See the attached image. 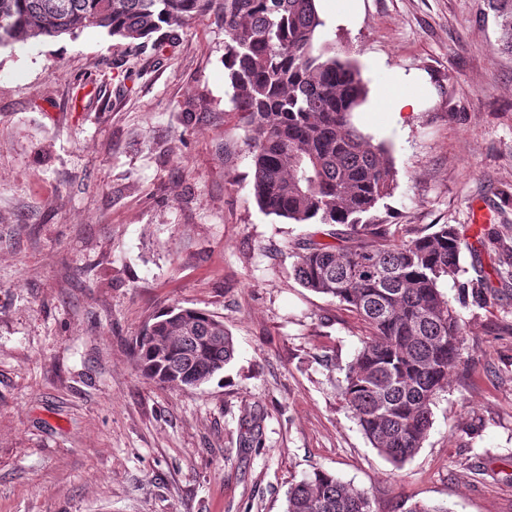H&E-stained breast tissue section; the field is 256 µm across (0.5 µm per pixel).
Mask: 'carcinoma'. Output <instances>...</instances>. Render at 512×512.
<instances>
[{
	"label": "carcinoma",
	"mask_w": 512,
	"mask_h": 512,
	"mask_svg": "<svg viewBox=\"0 0 512 512\" xmlns=\"http://www.w3.org/2000/svg\"><path fill=\"white\" fill-rule=\"evenodd\" d=\"M317 0H0V46L101 28L134 42L160 31L175 40L214 13L224 23V69L233 110L251 135L252 192L265 213L295 224H345L360 242L346 249L303 244L301 286L337 299L370 328L347 366L340 395L371 446L397 467L422 447L432 406L462 358L465 326L440 291L457 278V229L400 243L368 237L390 195L395 171L383 145L353 124L367 99L349 57L317 46L325 21ZM512 49V0H487ZM220 336L215 342L212 337ZM224 321L172 306L135 340L136 366L150 381L202 385L235 358ZM284 512H374L371 496L317 469L292 487Z\"/></svg>",
	"instance_id": "obj_1"
}]
</instances>
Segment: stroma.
<instances>
[{
  "mask_svg": "<svg viewBox=\"0 0 512 512\" xmlns=\"http://www.w3.org/2000/svg\"><path fill=\"white\" fill-rule=\"evenodd\" d=\"M346 3L318 0L320 41L416 99L354 115L396 171L377 238L464 241L440 289L467 337L422 448L395 467L339 394L367 329L294 263L354 239L258 208L221 19L172 43L87 28L0 48V512H283L318 469L374 512H512V51L486 0H357L337 21ZM483 278L501 293L472 302ZM171 305L232 332L222 378L138 370L131 342Z\"/></svg>",
  "mask_w": 512,
  "mask_h": 512,
  "instance_id": "stroma-1",
  "label": "stroma"
}]
</instances>
